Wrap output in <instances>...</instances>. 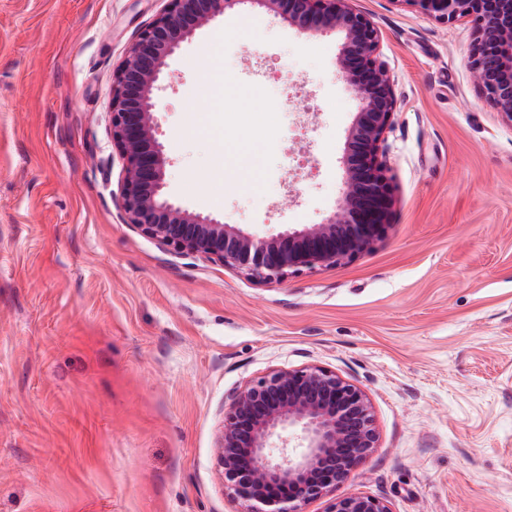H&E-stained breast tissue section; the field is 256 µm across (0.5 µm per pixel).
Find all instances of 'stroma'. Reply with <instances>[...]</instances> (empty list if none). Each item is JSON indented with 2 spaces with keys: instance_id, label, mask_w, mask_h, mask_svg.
<instances>
[{
  "instance_id": "35a3bbf8",
  "label": "stroma",
  "mask_w": 512,
  "mask_h": 512,
  "mask_svg": "<svg viewBox=\"0 0 512 512\" xmlns=\"http://www.w3.org/2000/svg\"><path fill=\"white\" fill-rule=\"evenodd\" d=\"M165 5L0 0V512H236L225 406L310 365L366 392L379 436L337 495L512 512V125L473 79V23L354 0L398 102L391 225L260 284L117 206L112 71ZM338 51L259 9L197 30L157 92L168 195L261 237L332 216L359 108ZM287 80L289 114L258 127L252 99Z\"/></svg>"
}]
</instances>
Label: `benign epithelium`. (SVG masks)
Listing matches in <instances>:
<instances>
[{
	"label": "benign epithelium",
	"mask_w": 512,
	"mask_h": 512,
	"mask_svg": "<svg viewBox=\"0 0 512 512\" xmlns=\"http://www.w3.org/2000/svg\"><path fill=\"white\" fill-rule=\"evenodd\" d=\"M353 0H168L112 72V148L124 161L117 199L124 222L179 253L236 270L260 284L302 268L328 269L369 251L389 227L395 204L381 145L397 112L380 35ZM440 20L470 19L477 38L471 69L502 119L512 124V0H416ZM258 6L308 37H341L339 73L361 102L348 131L343 191L321 224L257 237L164 197L168 159L157 138L155 96L170 58L224 13ZM367 394L321 366L276 369L245 384L224 410L218 471L245 503L242 512H302L331 497L326 512H391L371 495L335 497L377 447Z\"/></svg>",
	"instance_id": "obj_1"
}]
</instances>
